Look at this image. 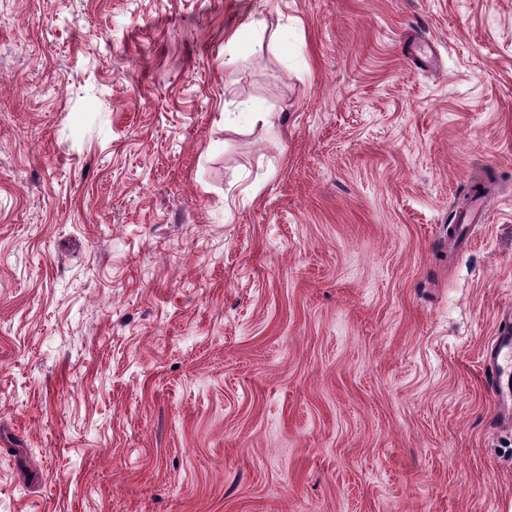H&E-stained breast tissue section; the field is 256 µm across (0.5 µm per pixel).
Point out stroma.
Segmentation results:
<instances>
[{
	"label": "stroma",
	"instance_id": "obj_1",
	"mask_svg": "<svg viewBox=\"0 0 512 512\" xmlns=\"http://www.w3.org/2000/svg\"><path fill=\"white\" fill-rule=\"evenodd\" d=\"M508 309L512 0H0V512H512ZM487 381L494 401L500 407L512 403V325L501 324L496 333L493 346L487 354Z\"/></svg>",
	"mask_w": 512,
	"mask_h": 512
}]
</instances>
